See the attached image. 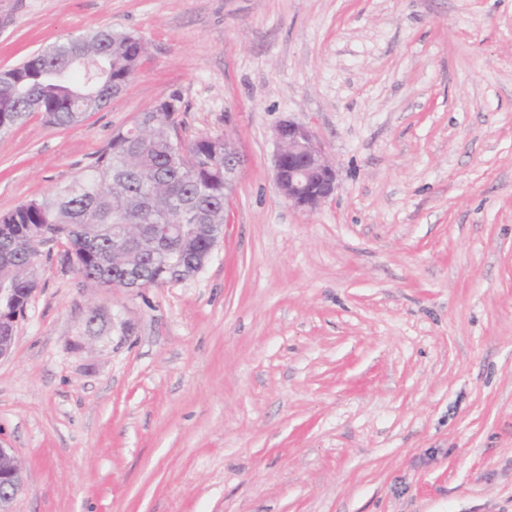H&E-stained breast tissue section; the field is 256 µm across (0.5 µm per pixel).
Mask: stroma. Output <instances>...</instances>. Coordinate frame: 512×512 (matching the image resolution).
I'll list each match as a JSON object with an SVG mask.
<instances>
[{"mask_svg": "<svg viewBox=\"0 0 512 512\" xmlns=\"http://www.w3.org/2000/svg\"><path fill=\"white\" fill-rule=\"evenodd\" d=\"M145 44L103 110L0 134V215L169 96L245 158L194 278L39 260L0 360L13 512H512V0H0V69L89 28ZM336 173L275 184V127ZM275 181L279 192L291 206L312 210L335 190V173L325 159L322 145L308 126L290 120L275 131ZM288 154V181L283 178V162Z\"/></svg>", "mask_w": 512, "mask_h": 512, "instance_id": "1", "label": "stroma"}]
</instances>
